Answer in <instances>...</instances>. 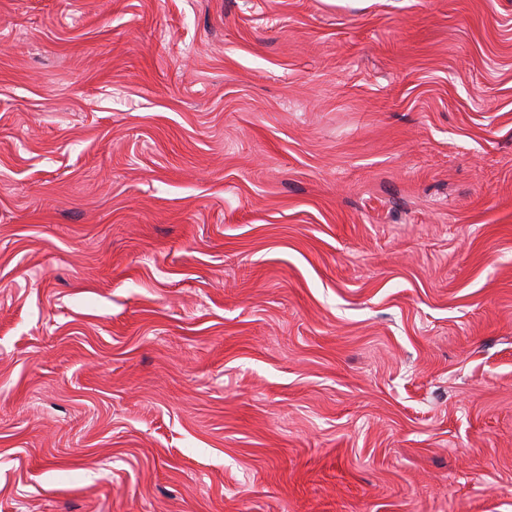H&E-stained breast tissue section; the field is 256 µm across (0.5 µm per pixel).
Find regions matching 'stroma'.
<instances>
[{
    "label": "stroma",
    "mask_w": 512,
    "mask_h": 512,
    "mask_svg": "<svg viewBox=\"0 0 512 512\" xmlns=\"http://www.w3.org/2000/svg\"><path fill=\"white\" fill-rule=\"evenodd\" d=\"M0 512H512V0H0Z\"/></svg>",
    "instance_id": "1"
}]
</instances>
